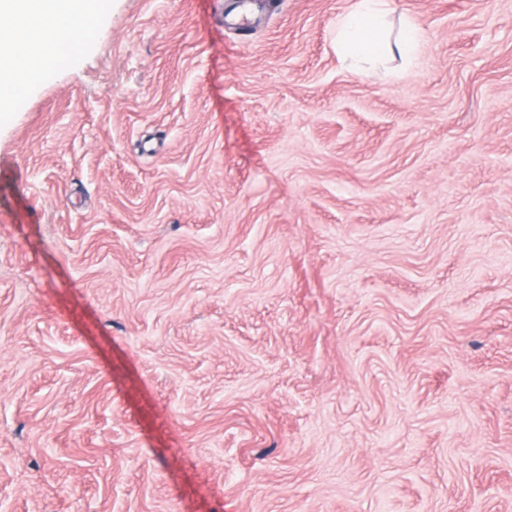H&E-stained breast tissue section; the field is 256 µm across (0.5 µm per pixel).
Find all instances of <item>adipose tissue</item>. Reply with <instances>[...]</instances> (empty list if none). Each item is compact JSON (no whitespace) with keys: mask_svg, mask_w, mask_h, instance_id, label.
<instances>
[{"mask_svg":"<svg viewBox=\"0 0 512 512\" xmlns=\"http://www.w3.org/2000/svg\"><path fill=\"white\" fill-rule=\"evenodd\" d=\"M395 0H356L336 21L334 48L340 60L358 65L368 76L366 61L387 54L414 63L425 33L420 23L405 17L396 39H388L386 23ZM100 0H0V96H11L15 77L33 60L50 64L76 44L75 34L94 29Z\"/></svg>","mask_w":512,"mask_h":512,"instance_id":"ef3b65f1","label":"adipose tissue"}]
</instances>
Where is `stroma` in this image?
<instances>
[{
  "mask_svg": "<svg viewBox=\"0 0 512 512\" xmlns=\"http://www.w3.org/2000/svg\"><path fill=\"white\" fill-rule=\"evenodd\" d=\"M230 4L0 107V512H512V0ZM395 0H356L352 10L336 21L334 48L342 61L352 65L388 54L414 63L421 52L425 33L420 23L409 16L403 21L402 30L394 42L386 35L387 18L395 11Z\"/></svg>",
  "mask_w": 512,
  "mask_h": 512,
  "instance_id": "obj_1",
  "label": "stroma"
}]
</instances>
